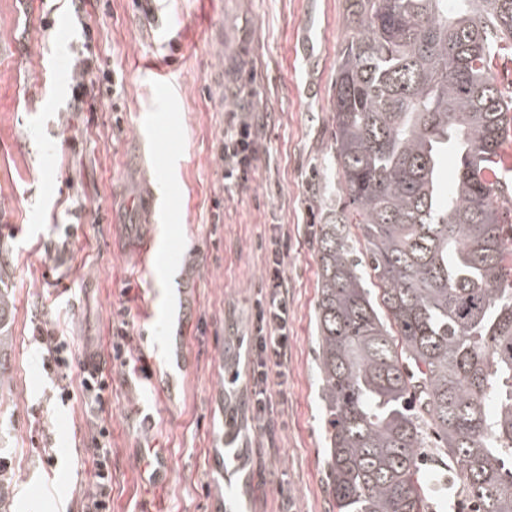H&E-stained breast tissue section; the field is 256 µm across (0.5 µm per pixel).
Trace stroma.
Wrapping results in <instances>:
<instances>
[{"instance_id":"stroma-1","label":"stroma","mask_w":512,"mask_h":512,"mask_svg":"<svg viewBox=\"0 0 512 512\" xmlns=\"http://www.w3.org/2000/svg\"><path fill=\"white\" fill-rule=\"evenodd\" d=\"M344 0H92L82 23L0 0V267L14 303L0 437L15 473L9 512H81L97 448L112 450V512H224V367L266 284L273 230L288 236L290 351L272 377L273 432L246 450L253 512H338L327 485L316 315L319 226L345 201L333 163ZM90 27L120 96L69 109L68 64ZM309 34L311 45L299 39ZM167 69L159 89L148 65ZM257 131L244 186L224 183L232 113ZM159 214L141 205L148 188ZM151 233L142 260L130 234ZM131 337L107 360L106 406L61 402L40 333L64 339L79 379L93 341ZM108 437L92 443L96 422ZM55 456L48 465L47 456Z\"/></svg>"}]
</instances>
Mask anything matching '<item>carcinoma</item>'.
<instances>
[{
    "label": "carcinoma",
    "instance_id": "1",
    "mask_svg": "<svg viewBox=\"0 0 512 512\" xmlns=\"http://www.w3.org/2000/svg\"><path fill=\"white\" fill-rule=\"evenodd\" d=\"M343 26L334 158L347 201L319 239L329 489L338 512H429L419 457L438 448L472 512H512V175L496 161L512 95L494 78L512 54V0H345ZM348 224L362 225L396 341ZM12 315L0 287V388ZM13 479L0 456V512Z\"/></svg>",
    "mask_w": 512,
    "mask_h": 512
}]
</instances>
